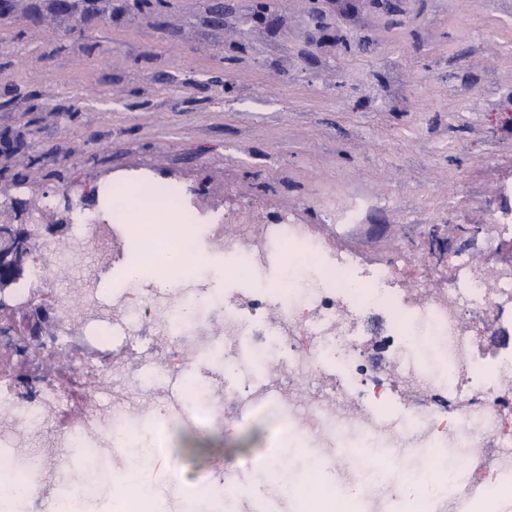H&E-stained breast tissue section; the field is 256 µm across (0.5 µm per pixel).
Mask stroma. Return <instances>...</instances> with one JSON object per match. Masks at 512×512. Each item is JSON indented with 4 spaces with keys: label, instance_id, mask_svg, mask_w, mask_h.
I'll list each match as a JSON object with an SVG mask.
<instances>
[{
    "label": "stroma",
    "instance_id": "stroma-1",
    "mask_svg": "<svg viewBox=\"0 0 512 512\" xmlns=\"http://www.w3.org/2000/svg\"><path fill=\"white\" fill-rule=\"evenodd\" d=\"M0 25V224L64 240L103 189L172 183L201 219L251 205L309 225L375 264L395 249L446 262L512 260L481 224L512 212V0H6ZM82 27H75V18ZM371 204L359 224L339 218ZM210 287L287 288L280 269L234 275L200 241ZM259 414L210 434L195 461L155 459L160 497L211 512L213 462L288 451L289 492L315 453Z\"/></svg>",
    "mask_w": 512,
    "mask_h": 512
}]
</instances>
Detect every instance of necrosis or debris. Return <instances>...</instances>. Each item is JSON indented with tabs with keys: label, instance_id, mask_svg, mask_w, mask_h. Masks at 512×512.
<instances>
[{
	"label": "necrosis or debris",
	"instance_id": "4bbe7bcc",
	"mask_svg": "<svg viewBox=\"0 0 512 512\" xmlns=\"http://www.w3.org/2000/svg\"><path fill=\"white\" fill-rule=\"evenodd\" d=\"M233 221L230 234L219 222L192 219L181 229L159 224L153 234L139 236L138 252L155 255L172 238L194 255L204 237L233 261L239 275L258 278L268 269L290 267L287 292L255 288L247 294L228 291L215 300L203 277L175 273L169 287L141 288L133 282L107 304L97 271L112 257L113 225L79 209L65 246L34 240L43 259L29 265L15 300L55 311L66 324L92 321L103 331L124 335L132 354L106 363L81 357L63 380H0V473L24 474L29 483L23 503L6 512H48L39 479L50 468L64 484L67 500L108 496L112 485L101 473L111 467L118 448L132 446L133 430L143 418L161 415L166 431L155 446L165 452L172 426L223 430L271 404L317 448L332 478L358 487L366 512H386V496L364 481L361 458L345 453L351 441L399 457L425 448L459 449L464 471L435 500L444 512H474L493 491L512 497V354L481 352L470 331L477 323L489 336L512 329L511 264L489 277L470 253L453 250L444 267L415 254L368 268L358 253L329 249L308 226L288 216L269 218L242 209ZM86 255L93 261L81 273L77 294L56 290L57 265ZM408 270L411 285L400 287ZM46 288L51 295L45 299ZM368 308L384 309L397 328L429 324L440 341L445 370L406 358L386 337L378 345L390 353L392 369L384 376L369 372L354 342L363 333L361 313ZM206 327L217 328V335H203ZM159 335L165 345L142 346L143 337ZM270 340L287 348V372L231 390L209 383L193 397L179 388L190 357L207 353L214 365L238 376ZM328 353L359 385L308 398L296 381ZM145 364L159 368L158 380L139 379L137 370ZM74 448L87 451L76 469L69 462ZM263 465L255 458L231 470L213 465L203 476L213 502L231 499L239 512H247L251 500L271 496L270 487L249 478Z\"/></svg>",
	"mask_w": 512,
	"mask_h": 512
}]
</instances>
